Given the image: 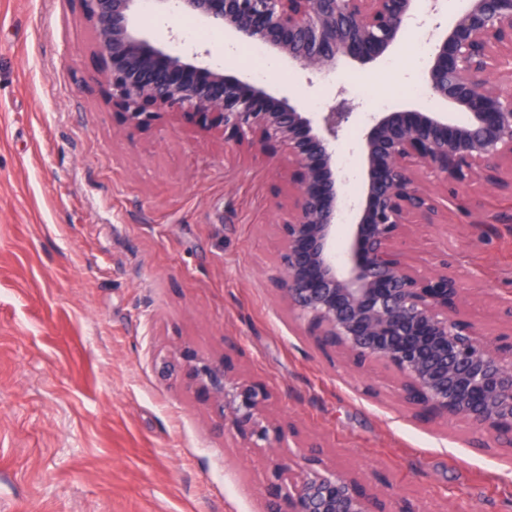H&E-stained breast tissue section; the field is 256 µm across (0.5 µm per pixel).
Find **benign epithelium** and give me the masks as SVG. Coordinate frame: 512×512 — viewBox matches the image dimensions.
I'll return each instance as SVG.
<instances>
[{
    "mask_svg": "<svg viewBox=\"0 0 512 512\" xmlns=\"http://www.w3.org/2000/svg\"><path fill=\"white\" fill-rule=\"evenodd\" d=\"M95 29L112 105L132 131L161 111L221 128L233 145L283 146L295 167L288 220L279 225L274 282L311 336L363 367L381 363L398 391L433 418H453L512 446V330L493 339L464 318L466 292L432 255L420 266L398 245L408 218L439 224L443 211L429 179L474 182L512 194V0H467L435 25L425 92L467 112L459 124L430 109L375 112L356 144L361 195L352 200L336 166L335 143L352 115L341 99L309 112L253 82L224 75L155 47L136 25L144 0H81ZM417 0H150L151 10L193 15L241 41L285 56L302 70L335 71L340 58L383 55L417 12ZM354 212L341 251L336 228ZM176 366L217 422L249 448H283L270 432L269 391L236 377L224 358L183 345ZM293 453L268 457L264 512H388L349 472L312 456L295 480Z\"/></svg>",
    "mask_w": 512,
    "mask_h": 512,
    "instance_id": "1",
    "label": "benign epithelium"
}]
</instances>
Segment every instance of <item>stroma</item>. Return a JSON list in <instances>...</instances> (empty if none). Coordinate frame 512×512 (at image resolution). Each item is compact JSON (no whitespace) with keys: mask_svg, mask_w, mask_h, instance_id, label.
<instances>
[{"mask_svg":"<svg viewBox=\"0 0 512 512\" xmlns=\"http://www.w3.org/2000/svg\"><path fill=\"white\" fill-rule=\"evenodd\" d=\"M144 27L158 46L275 97L356 110L338 163L371 113L412 96L417 33L361 64L308 79L250 56L202 19ZM79 0H0V512H263L268 454L219 434L179 373L183 344L265 385L273 426L311 443L387 503L417 512H512V447L451 419L416 418L381 364L319 346L272 281L288 209V153L238 148L166 112L132 132L108 100ZM390 97L378 106L375 81ZM412 257L447 253L487 335L512 329V198L464 190L447 224H411Z\"/></svg>","mask_w":512,"mask_h":512,"instance_id":"stroma-1","label":"stroma"}]
</instances>
